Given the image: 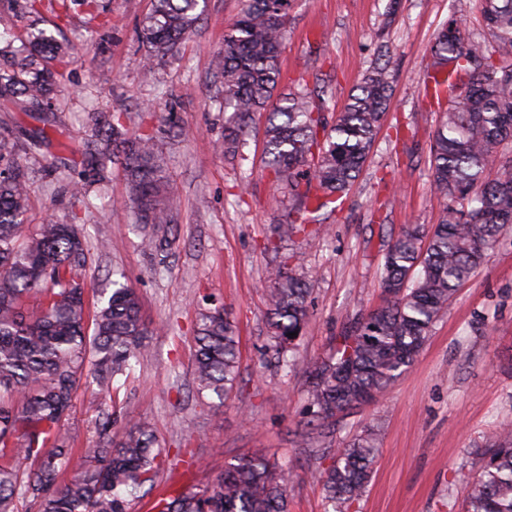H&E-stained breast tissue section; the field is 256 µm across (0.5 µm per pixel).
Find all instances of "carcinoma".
<instances>
[{"label": "carcinoma", "instance_id": "obj_1", "mask_svg": "<svg viewBox=\"0 0 512 512\" xmlns=\"http://www.w3.org/2000/svg\"><path fill=\"white\" fill-rule=\"evenodd\" d=\"M22 17L38 14L41 0H10ZM199 0H153L141 27L146 66L174 53L200 19ZM290 0H246L224 31L213 60L224 110L231 112L218 148L236 154L249 122L267 113L264 149L275 178L288 183L295 206L278 227L279 239L308 231L320 212L335 211L374 147L391 97L387 66L365 71L333 122L298 85L273 104L282 79L279 59L287 36ZM487 36H465L467 20L451 21L434 37L429 69L444 76L448 106L429 144L431 187L444 199L438 223L410 224L383 253V303L352 322L336 339V354L314 366L307 394L318 429L336 416L371 403L413 365L458 288L512 227V156L497 147L512 140V0H482ZM74 48L42 29L25 49L0 63V110L44 112L59 88ZM91 138L81 148L82 179L72 195L86 194L122 159L137 223L152 225L141 245L162 248L176 210L161 197L165 168L150 138L126 136L119 112H88ZM17 144L0 131V512L26 498L38 512H127L129 502L158 490L165 454L152 425L140 421L112 443L120 380L145 352L151 328L139 296L123 272L94 313L86 308L81 277L88 248L77 224H24L28 169ZM266 289L269 348L287 364L310 320V288L289 264L276 266ZM297 336L292 338L290 333ZM193 379L201 392L224 399L239 375V336L224 305L199 313ZM109 397L112 410L97 424L98 443L85 449V467L68 473L71 453L65 420L81 386ZM378 434L368 430L336 453L310 449L327 467L309 469L327 501L351 505L372 476ZM464 512H512V428L502 427L483 449L468 478ZM156 512H289L286 478L260 454L240 457L216 482L188 493L158 490Z\"/></svg>", "mask_w": 512, "mask_h": 512}]
</instances>
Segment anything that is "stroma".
Returning <instances> with one entry per match:
<instances>
[{"label": "stroma", "mask_w": 512, "mask_h": 512, "mask_svg": "<svg viewBox=\"0 0 512 512\" xmlns=\"http://www.w3.org/2000/svg\"><path fill=\"white\" fill-rule=\"evenodd\" d=\"M99 4L112 20L100 35L80 8L64 21L47 10L40 21L75 49L58 94L60 125L45 127L38 113L16 110L0 112V128L25 135L43 128L49 136L40 155L19 157L30 171L27 224L84 225L89 305L122 270L153 329L119 392L113 439L144 418L169 457L193 459L188 475L167 480L174 493L210 484L242 455L263 454L290 473V512H325L322 489L308 476V448H339L371 427L380 439L372 480L344 512H460L470 490L461 476L479 468L475 449L492 429L512 425V230L459 289L409 371L371 404L341 414L327 436L311 431L307 384L315 363L335 354L348 320L381 304L383 238L438 221L442 201L431 190L428 152L441 112L422 75L430 43L449 20L470 18L466 35L480 39L483 29L473 21L479 0H291L284 83L302 78L309 89H325L336 113L365 71L385 63L392 94L341 209L285 241L276 226L293 201H273L282 189L266 165L265 115L250 122L243 158L216 148L224 110L214 96L211 60L244 0H207L176 57L150 69L139 27L151 0ZM92 105L122 111L129 134L154 136L167 160L178 232L161 251L144 250L128 221L132 204L120 165H112L84 204L47 170L52 157H71L89 138L85 111ZM291 254L311 290V320L286 371L266 348L263 287L269 270ZM209 303L225 306L240 341L237 384L217 410L192 383L196 323ZM101 402L93 389L79 390L66 424L76 447L95 443Z\"/></svg>", "instance_id": "stroma-1"}]
</instances>
